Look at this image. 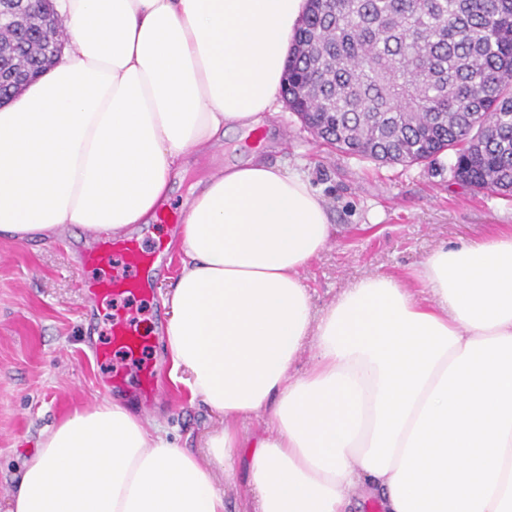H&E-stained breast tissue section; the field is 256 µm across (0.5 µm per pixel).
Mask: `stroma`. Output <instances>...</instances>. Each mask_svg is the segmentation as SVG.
Masks as SVG:
<instances>
[{
    "label": "stroma",
    "instance_id": "1",
    "mask_svg": "<svg viewBox=\"0 0 512 512\" xmlns=\"http://www.w3.org/2000/svg\"><path fill=\"white\" fill-rule=\"evenodd\" d=\"M214 154L228 162L256 156L288 164L325 200L336 231L302 272L318 310L370 274L414 286V269L433 249L512 227V198L458 183L451 154L411 166L349 158L285 106L265 115L257 131L229 132ZM178 231V225L157 223L134 233L147 248H166L149 299L108 297L96 305L86 303L80 287L128 274L120 256L103 267L85 263L90 246L71 233L52 242L0 241V512H8L22 462L42 431L106 394L158 421L180 447L206 457L220 418L171 381L161 344L162 301L179 269L171 247ZM119 310L151 341L141 360L117 349L106 360L94 356L96 348L107 347ZM144 360L159 369V391L147 404L108 382L117 367L136 377Z\"/></svg>",
    "mask_w": 512,
    "mask_h": 512
}]
</instances>
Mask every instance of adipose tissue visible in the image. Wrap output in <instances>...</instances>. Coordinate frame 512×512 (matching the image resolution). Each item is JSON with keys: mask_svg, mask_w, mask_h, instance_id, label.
Returning <instances> with one entry per match:
<instances>
[{"mask_svg": "<svg viewBox=\"0 0 512 512\" xmlns=\"http://www.w3.org/2000/svg\"><path fill=\"white\" fill-rule=\"evenodd\" d=\"M60 64L0 105V238L157 221L189 154L277 111L306 0H52ZM184 207L164 299L172 381L221 415L207 460L110 397L47 428L8 512H512V229L434 249L417 287L362 278L315 311L334 226L305 175L253 158ZM312 364L290 370L304 345ZM261 418L247 440L242 424ZM249 458L242 453L235 465V478L230 485H224V478L218 477L217 487L225 493L227 511L247 512L252 511V493L248 484L247 462Z\"/></svg>", "mask_w": 512, "mask_h": 512, "instance_id": "ef3b65f1", "label": "adipose tissue"}]
</instances>
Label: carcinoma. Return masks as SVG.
I'll return each instance as SVG.
<instances>
[{"label": "carcinoma", "instance_id": "cac0c4a2", "mask_svg": "<svg viewBox=\"0 0 512 512\" xmlns=\"http://www.w3.org/2000/svg\"><path fill=\"white\" fill-rule=\"evenodd\" d=\"M38 28L0 59L45 61ZM288 108L347 156L431 163L512 196V0H308Z\"/></svg>", "mask_w": 512, "mask_h": 512}]
</instances>
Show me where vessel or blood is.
Listing matches in <instances>:
<instances>
[{
  "instance_id": "1",
  "label": "vessel or blood",
  "mask_w": 512,
  "mask_h": 512,
  "mask_svg": "<svg viewBox=\"0 0 512 512\" xmlns=\"http://www.w3.org/2000/svg\"><path fill=\"white\" fill-rule=\"evenodd\" d=\"M119 252L125 257L128 265L137 268L136 278L115 275L84 285L83 294L86 303L96 304L107 296L148 297L151 293L148 272L160 257L159 251H148L139 242L130 238L102 237L97 247L85 254L84 259L90 263L104 262L110 253ZM112 344L127 352L130 356H138L147 346L144 337L139 336L136 328L121 314L112 320Z\"/></svg>"
}]
</instances>
